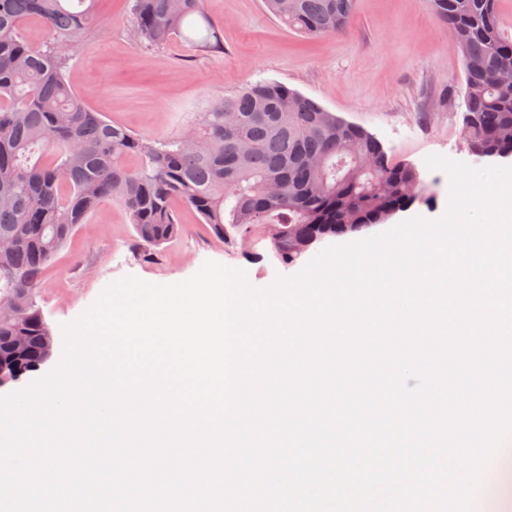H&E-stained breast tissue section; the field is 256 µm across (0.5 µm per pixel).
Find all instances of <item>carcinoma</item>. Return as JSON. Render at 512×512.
Listing matches in <instances>:
<instances>
[{"label":"carcinoma","mask_w":512,"mask_h":512,"mask_svg":"<svg viewBox=\"0 0 512 512\" xmlns=\"http://www.w3.org/2000/svg\"><path fill=\"white\" fill-rule=\"evenodd\" d=\"M97 0H0V294L18 300L19 323L0 336L28 337L25 371L41 365L48 326L34 291L75 227L99 202L118 200L135 231L137 254L183 231L181 201L225 241L270 243L289 264L323 237L383 224L425 202L418 170L396 163L363 127L288 86L252 83L213 100L192 128L166 138L137 134L88 109L69 82L67 61L96 22ZM268 11L307 36L344 32L356 0H264ZM464 61L461 135L488 158L512 156V37L497 0H432ZM35 21L48 40L35 46L21 26ZM132 31L146 48L175 38L203 55L224 53L204 0H134ZM138 159L134 168L131 158Z\"/></svg>","instance_id":"carcinoma-1"}]
</instances>
